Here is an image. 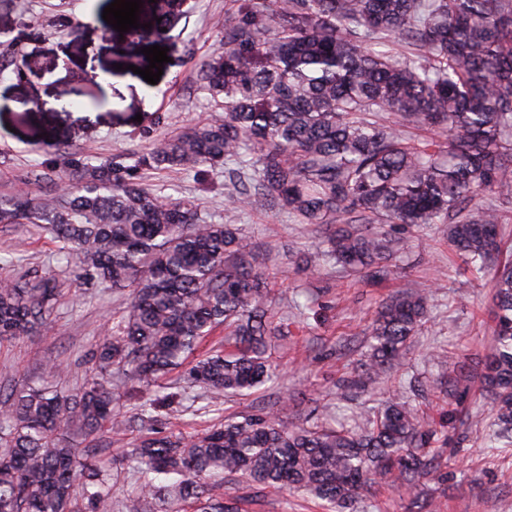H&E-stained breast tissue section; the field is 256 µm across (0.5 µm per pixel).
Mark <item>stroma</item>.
Here are the masks:
<instances>
[{
  "mask_svg": "<svg viewBox=\"0 0 512 512\" xmlns=\"http://www.w3.org/2000/svg\"><path fill=\"white\" fill-rule=\"evenodd\" d=\"M111 0H0V94L15 100L0 108V194L25 192L43 196L30 182L29 171L51 162L56 148L84 156L129 162L160 139L217 117L215 104L196 92L201 65L219 48L225 19L236 0H178L156 10L144 0L148 27L139 40L121 38L103 19ZM96 24L71 36L85 13ZM161 16L163 34L149 24ZM167 48L170 60L157 83L134 74L146 67L145 47ZM21 56L28 69L19 75L13 64ZM96 69L112 77V104L84 98L81 109L45 106V97L62 101L75 82ZM139 182L163 188L173 199L189 198L200 215L214 224H236L255 246L260 266L272 274L268 282L274 325L288 333L273 337L270 353L282 374L280 388L248 396L230 395L224 416L258 413L284 395L295 398L279 411L287 425H302L312 405L338 415L348 409L336 382L363 362L360 342L384 299L399 290L430 288L429 322L407 349L405 363L391 370L379 395L414 399L437 422L439 439H455V422L439 397L438 377L475 370L492 342L489 312L490 272L465 270L448 243L443 226L420 229L407 224L383 225L399 239L397 268L388 279L372 282L333 264L301 273L291 255L308 252L321 236L314 225L298 223L287 210L254 195L248 207L234 204L232 185L223 167L200 173L139 169ZM57 244L33 224H0V280H18L55 271L64 290L47 334L0 344V385L21 389L41 384L49 361L61 363L59 389L77 391L93 375L91 352L112 328L127 292L74 288L71 271L56 264ZM22 265L10 264V257ZM174 376L161 379L151 394L165 397L161 408L165 432L187 437L211 428L218 416L201 414L205 404L198 389L178 387ZM467 440L448 452L443 482L424 480L400 496L385 486L363 497L356 512H406L411 499L434 495L444 512H512V450L485 447L491 432L490 404L478 388L468 396ZM134 433L114 437L105 457L112 484V512H169L168 504L143 500L129 458ZM246 512H323L317 500L292 492L252 490Z\"/></svg>",
  "mask_w": 512,
  "mask_h": 512,
  "instance_id": "35a3bbf8",
  "label": "stroma"
}]
</instances>
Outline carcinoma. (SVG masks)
<instances>
[{
    "instance_id": "carcinoma-1",
    "label": "carcinoma",
    "mask_w": 512,
    "mask_h": 512,
    "mask_svg": "<svg viewBox=\"0 0 512 512\" xmlns=\"http://www.w3.org/2000/svg\"><path fill=\"white\" fill-rule=\"evenodd\" d=\"M396 40L407 54L382 51ZM197 90L224 117L153 144L131 166L57 151L29 179L38 198L0 196V224H37L59 243L77 279L127 288L129 302L92 352L96 374L76 393L53 383L0 388V512H112L106 464L85 477L62 432L125 433L112 370L150 388L176 369L202 389L205 410L280 380L267 355L272 326L254 246L236 224H210L191 199L172 201L134 180L141 168L234 164L301 224L326 235L297 262H325L379 281L394 259L376 224L448 225L465 265L494 266V346L480 387L494 406L490 447L512 448V258L496 264L502 206L512 204V0H241L224 21L222 51L201 66ZM63 294L55 274L0 281V343L41 335ZM428 294L390 297L369 333V362L337 382L376 390L403 365L428 320ZM224 327L231 349L193 358ZM160 399L140 405L149 436L132 453L144 498L191 503L194 512H239L226 482L303 492L334 512L384 483L398 490L441 478L436 430L418 408L391 398L335 427H286L272 412L227 418L201 434L153 429Z\"/></svg>"
}]
</instances>
